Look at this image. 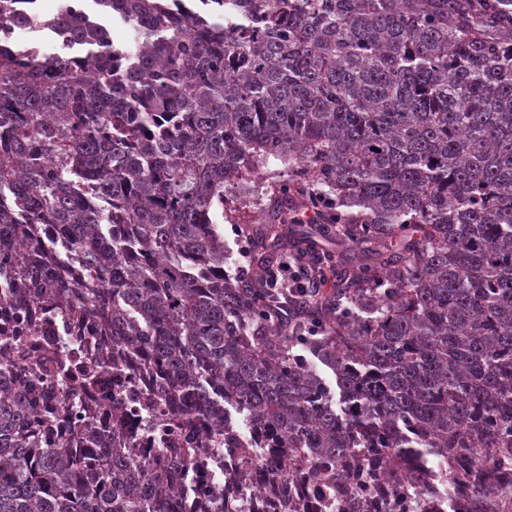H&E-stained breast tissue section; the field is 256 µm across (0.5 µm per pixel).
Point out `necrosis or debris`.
Listing matches in <instances>:
<instances>
[{
    "label": "necrosis or debris",
    "mask_w": 512,
    "mask_h": 512,
    "mask_svg": "<svg viewBox=\"0 0 512 512\" xmlns=\"http://www.w3.org/2000/svg\"><path fill=\"white\" fill-rule=\"evenodd\" d=\"M27 314L21 325L0 305V344H12L0 358L11 364L14 389L41 393L43 432L70 437L79 418L88 420L95 434L117 424L137 457L150 462L182 447L191 402L168 403L151 369L98 329H77L43 302L29 306ZM194 428L200 446L184 469V512H212L215 501L229 504L243 497L256 512H288L302 473L275 479L269 460L257 452L242 462L237 448L253 440V431L223 436L201 417Z\"/></svg>",
    "instance_id": "necrosis-or-debris-1"
}]
</instances>
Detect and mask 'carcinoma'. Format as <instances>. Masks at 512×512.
I'll return each mask as SVG.
<instances>
[{
	"label": "carcinoma",
	"mask_w": 512,
	"mask_h": 512,
	"mask_svg": "<svg viewBox=\"0 0 512 512\" xmlns=\"http://www.w3.org/2000/svg\"><path fill=\"white\" fill-rule=\"evenodd\" d=\"M93 4L35 20L59 53L0 49V197L65 239L17 251L1 204L0 304L82 308L148 353L167 399L218 432L241 415L272 464L314 466L320 497L292 512H431L436 478L448 512L512 503V0ZM104 15L135 48L103 38ZM271 157L278 205L313 189L335 214L316 234L336 242V291L288 320L263 279L317 247L268 224L254 276L232 278L214 221ZM37 423L0 364V512H178L191 449L157 478L114 428L88 473L69 452L84 430L56 442Z\"/></svg>",
	"instance_id": "carcinoma-1"
}]
</instances>
